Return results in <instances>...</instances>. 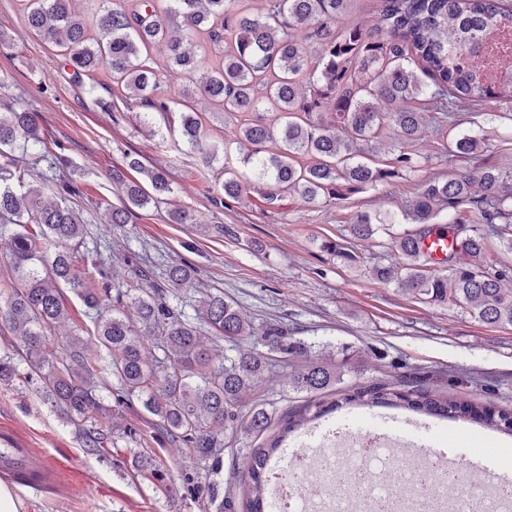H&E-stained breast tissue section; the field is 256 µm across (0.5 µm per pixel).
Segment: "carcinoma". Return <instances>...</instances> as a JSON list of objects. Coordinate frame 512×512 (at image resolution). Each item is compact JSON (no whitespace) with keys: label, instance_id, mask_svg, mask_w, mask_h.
I'll return each mask as SVG.
<instances>
[{"label":"carcinoma","instance_id":"cac0c4a2","mask_svg":"<svg viewBox=\"0 0 512 512\" xmlns=\"http://www.w3.org/2000/svg\"><path fill=\"white\" fill-rule=\"evenodd\" d=\"M27 24L64 52L77 75L106 66L125 98L163 117L179 113V141L203 161L217 160L208 143L204 113L188 105L200 98L221 115H241L233 139L247 149L244 163L265 184L262 198L273 203L296 193L307 203L344 200L378 184L392 185L416 171L414 152L430 133L438 153L454 156L485 148V140L452 134L461 105L512 112V83H492L469 60L496 30L512 32V0H380L379 20L343 23L351 0H264L254 15L237 0H137L132 10L121 0H102L85 17L69 0H23ZM233 39L224 46V33ZM318 47L311 62L310 48ZM163 51V66L151 50ZM191 76L180 98L164 97L160 68ZM42 143L35 112H0V249L15 282L0 326L19 341L25 368L0 357V381L24 378L44 403L99 448L112 407L96 397L105 376L117 379L115 404H142L145 426L189 448L203 460L214 458L239 436L268 435L251 453L246 484L247 512H265L266 466L271 455L298 429L343 406L389 407L428 416L478 422L512 432V411L477 402H458L423 387L377 383L336 392L347 362L307 357V347L288 341L276 326L259 333L232 300L209 294L202 301L205 323L233 344L216 365L209 343L196 325L167 301L187 284L193 268L178 262L166 270V286L150 281L122 290L103 263L84 256L78 271L68 245L83 235L78 212L42 200L44 187L27 180L30 169L13 152ZM127 168L143 179L112 171L121 187L122 207L110 222L127 223L132 209L169 199L173 187L162 168H146L132 158ZM224 197L247 203L251 180L224 165ZM448 213L456 248L448 272L426 270L418 244L442 213ZM401 219L416 225L393 237L396 261L374 269L375 279L429 303L463 305L486 324H512V271L493 256L512 252V171L484 168L452 177H429L403 201ZM388 215L358 214L348 225L352 238L371 239ZM35 224L39 232L27 230ZM458 224H482L486 231L455 233ZM95 311L96 341L109 355L104 371L92 366L89 346L79 336L55 340L67 318L62 286ZM161 355H147L142 336ZM306 355L285 374L293 389L314 395L279 421L260 404L255 384L272 372L267 353Z\"/></svg>","mask_w":512,"mask_h":512}]
</instances>
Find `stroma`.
Here are the masks:
<instances>
[{
    "label": "stroma",
    "instance_id": "1",
    "mask_svg": "<svg viewBox=\"0 0 512 512\" xmlns=\"http://www.w3.org/2000/svg\"><path fill=\"white\" fill-rule=\"evenodd\" d=\"M1 33L8 39L0 41V112L37 113L43 143L33 178L49 194L60 178L75 182L79 193L65 202L85 225L78 253L98 254L114 283L135 284L139 258L157 284L168 265L183 261L195 273L170 303L185 319L201 323V297L220 293L256 329L279 325L291 341L339 360L363 354L368 367L346 371L339 390L411 379L458 401L512 410V325H489L463 307L423 302L375 281L372 268L392 261L388 243L408 224L389 225L367 241L348 232L358 213H397L423 178L486 166L512 169V117L463 108L460 132L485 138V149L444 161L424 140L418 171L395 186L380 184L344 201L306 203L289 194L270 204L256 193L249 204H228L219 190L221 161L208 165L198 152L175 149L167 121L138 104L105 110L117 95L108 71L75 76L57 48L27 27L20 0H0ZM130 156L148 168L166 167L173 201L194 215V223H168L162 204L133 210L127 223H108L109 209L121 204L112 171L125 168ZM329 240L348 246L354 262L326 252ZM270 357L278 375L261 382L257 393L280 417L306 400L282 379L302 358L276 350ZM431 435L434 447L467 457L481 448L512 449V436L452 421L432 425ZM258 445L243 436L219 460H202L165 436L134 441L116 431L94 451L31 386L0 384V448L30 449L34 468L51 473L37 484L0 476L20 501L19 512H246L248 458ZM154 466L163 481L151 476ZM188 476L204 488L202 500L187 494Z\"/></svg>",
    "mask_w": 512,
    "mask_h": 512
}]
</instances>
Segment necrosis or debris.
Wrapping results in <instances>:
<instances>
[{
  "label": "necrosis or debris",
  "mask_w": 512,
  "mask_h": 512,
  "mask_svg": "<svg viewBox=\"0 0 512 512\" xmlns=\"http://www.w3.org/2000/svg\"><path fill=\"white\" fill-rule=\"evenodd\" d=\"M294 476L272 492L273 512H376L379 498L413 504V512H466L459 480L439 453L402 449L392 437L351 428L341 446L310 442L283 458Z\"/></svg>",
  "instance_id": "1"
}]
</instances>
